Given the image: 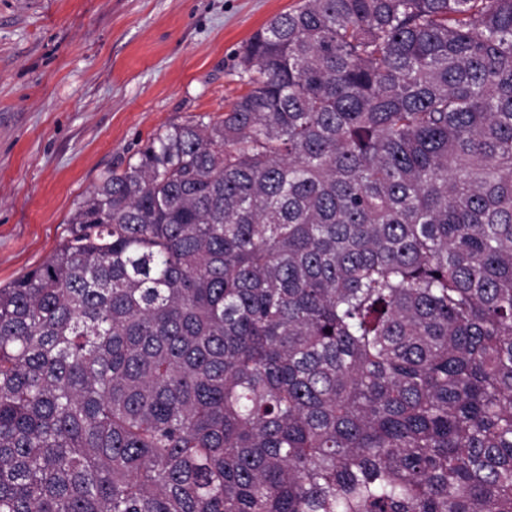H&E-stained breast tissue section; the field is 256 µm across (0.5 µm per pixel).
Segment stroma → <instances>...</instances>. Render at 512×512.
Segmentation results:
<instances>
[{
  "label": "stroma",
  "mask_w": 512,
  "mask_h": 512,
  "mask_svg": "<svg viewBox=\"0 0 512 512\" xmlns=\"http://www.w3.org/2000/svg\"><path fill=\"white\" fill-rule=\"evenodd\" d=\"M298 0H0V285L169 124L220 116L237 54Z\"/></svg>",
  "instance_id": "stroma-1"
}]
</instances>
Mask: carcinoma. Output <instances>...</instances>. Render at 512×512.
Returning a JSON list of instances; mask_svg holds the SVG:
<instances>
[{"mask_svg": "<svg viewBox=\"0 0 512 512\" xmlns=\"http://www.w3.org/2000/svg\"><path fill=\"white\" fill-rule=\"evenodd\" d=\"M0 287V512H512V0H300Z\"/></svg>", "mask_w": 512, "mask_h": 512, "instance_id": "1", "label": "carcinoma"}]
</instances>
